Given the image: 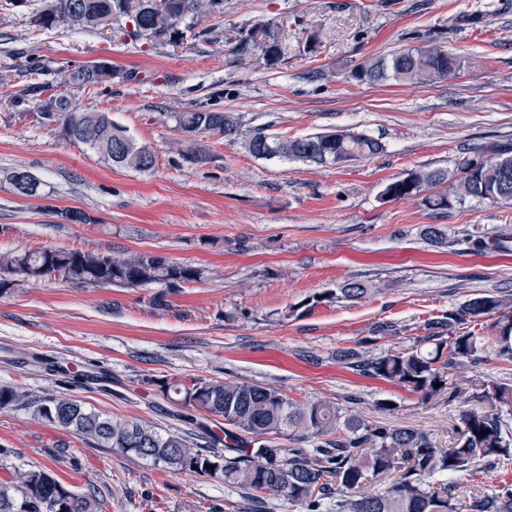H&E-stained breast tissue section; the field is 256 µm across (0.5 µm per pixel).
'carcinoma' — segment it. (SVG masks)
<instances>
[{
	"label": "carcinoma",
	"mask_w": 512,
	"mask_h": 512,
	"mask_svg": "<svg viewBox=\"0 0 512 512\" xmlns=\"http://www.w3.org/2000/svg\"><path fill=\"white\" fill-rule=\"evenodd\" d=\"M223 0H165L166 27L154 21L153 0H48L34 15V24L44 30H96L100 20H125L135 25L131 34L151 48L184 40L179 27L186 17L205 16L211 4ZM279 25L263 16L232 33L224 43L239 56L256 59L259 67L275 68L285 60L288 46L280 38ZM461 57L437 48L404 49L361 66L356 79L362 83L432 84L464 71ZM97 94L110 87L103 71L84 66L59 68L52 81L30 80L23 88L4 94L12 108L33 111L36 122L47 126L55 119L67 123L69 136L86 139L84 146L102 161L139 172L156 163L150 147L106 112L85 109L74 112L70 85ZM54 91L46 96L48 91ZM177 126L191 125L198 135L235 136L252 156L278 158L317 166L340 165L372 156L383 150L377 139L350 129L288 139L266 133L263 128H246L230 113L197 108L179 112ZM176 149L183 163L200 166L207 161L199 141L179 140ZM512 157V145H504L494 156L477 154L459 162L455 172L419 169L388 183L384 193L393 200L422 196L431 210H446L448 197L464 196L494 203H512V161L503 172V157ZM19 177L15 190L32 198L30 183L42 181L17 168L7 178ZM87 287H163L154 296L161 306L166 293L194 282L200 272L192 267L152 253L126 256L42 248L0 255V295L45 277ZM367 289L347 283L334 293L315 294L306 301L311 307L342 299L355 301ZM507 300L482 293L441 318L426 324L422 337L430 349L421 352H387L367 358L355 349L340 352L351 368L374 378L400 384L421 394L423 400L445 397L462 399L474 407L459 417L458 438L452 448H439L431 435L414 427H387L354 414H343L326 402L300 404L277 387L248 381L191 378L186 382L162 384L176 404L207 412L224 421V452L191 446L182 436L162 433L131 420L113 419L87 410L83 403L64 393L50 394L33 403L21 386L0 385V410L34 404L38 418L68 430L101 448H112L142 460L161 464L178 473L221 479L246 491L249 497L284 499L303 512H457L450 473L469 471L500 460L512 459V385L491 381L469 392L448 383L450 371L484 361L481 340L466 327L486 317L491 323L492 354L512 362V312ZM440 387H435V384ZM291 433L299 441L319 440L313 448H283L271 437ZM384 474L393 478L381 491L368 487V480ZM103 500L69 489L43 469L29 471L23 482L11 488L0 486V512H103ZM471 512H512V484L495 493L474 494Z\"/></svg>",
	"instance_id": "1"
}]
</instances>
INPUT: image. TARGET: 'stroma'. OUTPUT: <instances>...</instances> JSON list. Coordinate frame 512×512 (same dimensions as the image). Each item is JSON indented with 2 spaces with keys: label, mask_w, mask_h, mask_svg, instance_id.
Instances as JSON below:
<instances>
[{
  "label": "stroma",
  "mask_w": 512,
  "mask_h": 512,
  "mask_svg": "<svg viewBox=\"0 0 512 512\" xmlns=\"http://www.w3.org/2000/svg\"><path fill=\"white\" fill-rule=\"evenodd\" d=\"M44 0H19L0 18V77L28 83L39 60L55 70L101 58L128 80L98 97L75 92L147 142V172L106 165L83 146L0 102V253L78 249L152 252L193 267L198 281L154 302L159 288H91L58 277L0 295V385L31 398L64 392L89 410L209 441L222 420L173 405L160 384L175 378L242 380L293 400L330 402L393 427L414 426L453 447L462 403L420 394L340 362L417 347L426 322L481 293L512 302V204L456 197L434 211L420 198L390 200L385 186L420 168L454 169L465 156L512 141V0H224L196 20L184 44L148 48L117 28L99 32L33 26ZM275 18L288 45L278 67L229 55L217 32ZM437 47L463 57L453 79L375 86L353 74L370 59ZM289 138L352 128L379 139L371 158L336 166L258 159L231 137L203 138L209 155L182 163L173 116L198 107ZM24 167L45 184L19 196L7 178ZM64 209L89 221L70 224ZM440 227L445 244L422 234ZM477 239L500 248L477 253ZM348 282L357 301L305 306ZM103 377L89 384L84 373ZM467 389L512 384V362L494 356L450 372ZM380 399L393 411L376 409ZM49 470L64 485L104 499V512H251L241 489L174 474L98 448L34 416L0 410V483ZM458 512L473 491L512 484V463L451 475Z\"/></svg>",
  "instance_id": "1"
}]
</instances>
